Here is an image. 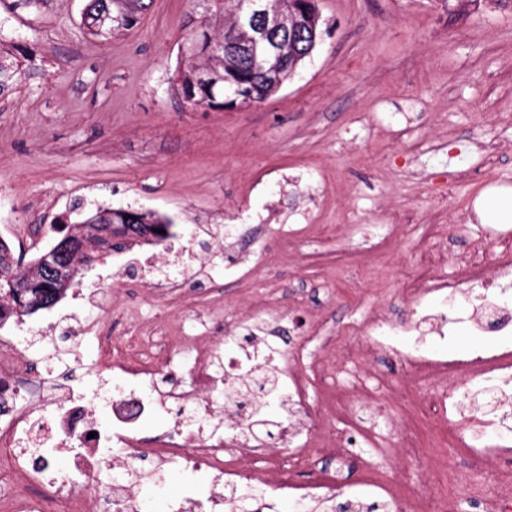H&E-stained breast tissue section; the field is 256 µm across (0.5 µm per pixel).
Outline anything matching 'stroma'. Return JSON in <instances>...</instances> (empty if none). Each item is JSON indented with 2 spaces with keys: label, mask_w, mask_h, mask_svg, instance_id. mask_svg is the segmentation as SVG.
<instances>
[{
  "label": "stroma",
  "mask_w": 512,
  "mask_h": 512,
  "mask_svg": "<svg viewBox=\"0 0 512 512\" xmlns=\"http://www.w3.org/2000/svg\"><path fill=\"white\" fill-rule=\"evenodd\" d=\"M85 4L0 0V54L35 60L0 99V238L26 243L30 260L35 242L100 207L164 214L194 234L192 271L173 297L139 282L134 245L82 268L78 289L104 294L113 335L137 303L208 336L269 330L267 313L251 311L267 295L301 317L323 315L349 341L366 304L404 314L402 272L442 247L431 225H457L465 249L482 233L478 194L512 187V0H319L321 43L246 112L196 108L174 90L181 46L206 14L198 0H153L135 28L107 40L86 34ZM372 112L378 124L362 126ZM267 212L268 231L225 248L227 220ZM394 219L404 230L392 251L366 252V231ZM336 224L364 232L340 241ZM292 230L306 237L299 259L280 251ZM243 254L238 278L211 288L225 256ZM75 305L68 294L6 328L35 341L59 388L89 394L110 373L95 364L96 342L72 330ZM356 412L378 431L404 416L423 447L467 465L456 435L419 412L395 401H360Z\"/></svg>",
  "instance_id": "1"
}]
</instances>
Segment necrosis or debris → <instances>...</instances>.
I'll return each instance as SVG.
<instances>
[{"label": "necrosis or debris", "mask_w": 512, "mask_h": 512, "mask_svg": "<svg viewBox=\"0 0 512 512\" xmlns=\"http://www.w3.org/2000/svg\"><path fill=\"white\" fill-rule=\"evenodd\" d=\"M499 232L504 248L491 253L487 239L473 240L454 256L455 273L443 272L438 262L405 272L401 297L411 307L407 317L394 316L382 305L372 307L365 319V342L336 345L315 361L288 355L259 337L241 352L220 359V342L203 340L183 326L172 331L164 324L153 325L141 343L153 336L162 339L163 366L176 356L189 355L186 388L159 387L156 369L117 353L123 340L106 334L100 319L78 320L81 334L98 336L112 370L111 414L104 422L96 418L94 401L72 391L62 397L49 393L45 377L32 371L38 353L27 337L0 336V464L7 469L0 476V512H84L98 489L97 474L105 468L113 472L107 492L112 512H149L151 491L134 480V461H157L192 473V482L170 504V512H224L225 490L236 488L246 469L254 475L266 512H274L285 497L308 503L334 494L336 478L330 472H321L307 484L289 481L288 474L346 456L356 436L376 438L379 448L377 460L368 462L352 484L356 494H369L379 482V467L410 460L421 448L417 436L398 424L378 436L354 428L352 406L361 394L359 387L327 390L320 404L305 413L310 438L286 455L280 447L288 438L287 426L276 425L265 439L245 435L242 407L225 403L223 421H214L211 396L253 379L265 368L276 384L274 390L260 391L255 410L274 403L289 408L305 400L311 378L354 372L382 358L392 361L401 374L400 395L425 390L424 408L435 419L447 418L448 409L457 404V389L465 385L481 388L496 412L481 423L483 434L493 439L489 445L471 442L470 419L450 420L469 467L450 471L439 463L434 480L417 486L394 483L397 512H457L461 496L477 499L485 512H512V249L507 246L512 226L501 225ZM460 295L472 306L464 321L482 338L481 353L445 358L434 347L453 333L456 321L449 318L447 306ZM129 382L138 383L141 393L126 392ZM171 409L177 410L185 434L178 437L170 431L162 447H140V426ZM65 452L72 464L61 471L56 463Z\"/></svg>", "instance_id": "4bbe7bcc"}]
</instances>
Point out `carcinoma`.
Segmentation results:
<instances>
[{"label": "carcinoma", "mask_w": 512, "mask_h": 512, "mask_svg": "<svg viewBox=\"0 0 512 512\" xmlns=\"http://www.w3.org/2000/svg\"><path fill=\"white\" fill-rule=\"evenodd\" d=\"M270 4L285 14L298 13L304 21L303 26L293 35L283 34L282 41L287 59L279 64L278 76L273 78L266 65L259 59L241 58L224 53V39L233 27L234 15L239 0H230L225 7L222 33L212 36L209 29L198 31L204 48L189 59V65L176 75L175 87L179 95L195 107H224V101L232 97L237 90L248 92L256 103H262L279 90L291 75L299 62L309 57L322 36V22L317 0H270ZM151 0H89L83 13V23L87 32L97 38L108 39L123 31H129L139 22L141 16L150 8ZM21 69L19 64L0 56V96L8 92L17 83ZM136 223L147 224L154 236L164 240L171 220L149 212H136ZM71 244L67 260L77 264L82 260L83 249L89 245L99 247L105 253V242L97 240L93 229L82 223L70 232L63 234ZM27 283L22 298L9 292V286L0 282V314L10 317L29 314L27 302L39 297L49 304H56L69 289V284L48 281L39 275V264L33 269L19 273ZM327 505L322 512H376V505H359L349 502H335V498L326 499Z\"/></svg>", "instance_id": "cac0c4a2"}]
</instances>
